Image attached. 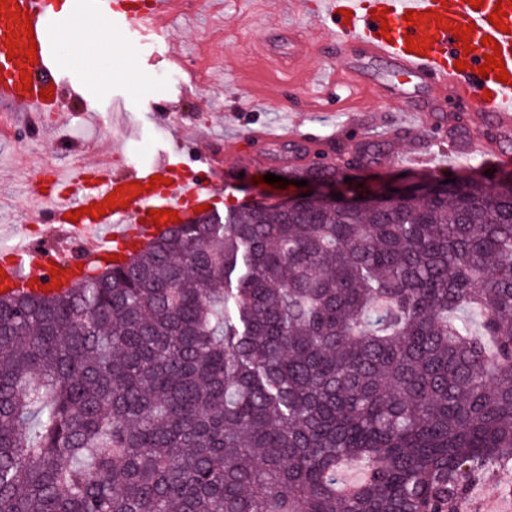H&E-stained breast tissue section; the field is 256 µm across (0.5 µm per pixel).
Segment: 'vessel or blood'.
Returning a JSON list of instances; mask_svg holds the SVG:
<instances>
[{
	"instance_id": "b4317fda",
	"label": "vessel or blood",
	"mask_w": 512,
	"mask_h": 512,
	"mask_svg": "<svg viewBox=\"0 0 512 512\" xmlns=\"http://www.w3.org/2000/svg\"><path fill=\"white\" fill-rule=\"evenodd\" d=\"M72 10L78 15L106 23H119L129 32L142 36L157 33L175 10L177 0H71ZM22 16L32 23L31 31H23L20 23L8 22L0 12V102L28 114L51 111L68 90V82L58 65V43L50 20L58 11V0H18ZM497 0H483L481 7H473L471 0H320L317 11L318 28L312 29L313 42L325 46H341L346 53L356 55L355 63L347 71L356 86L380 88L393 100L398 111L416 115L421 125H431L436 98L463 99L473 94L482 95L478 117L491 124L496 139L483 145L470 141L458 142L454 150L462 156L480 154L484 162L500 165L504 155L500 143L512 140V86L494 76L478 72L485 62L488 48L483 37H491L500 46L501 60L512 75V9L502 17L500 25L489 21ZM385 14L384 21L374 20L372 11ZM426 14V21L407 24V11ZM472 25L469 44H461L453 29ZM14 39L22 52L37 45L34 66H27L21 55L10 58L6 39ZM430 43L431 49L414 54L406 49L407 39ZM265 68L281 74L285 64L298 65L306 57L304 45H296L289 59H282L272 44L262 47ZM465 60V71H457L455 63ZM383 65L393 74L391 83L380 84L369 74V65ZM29 68L31 85L20 79L22 68ZM50 91V98H42V91ZM185 145L175 142L156 162L129 169L126 173L113 172L111 166L88 168L86 163L70 166L66 171H51L52 182L70 187H81L87 176H94L96 184L91 193L73 200L60 201L51 193L42 195L39 216L60 225L61 246H68L71 236L94 241L93 249L83 251L78 263L51 261L49 254L26 244L11 249L8 260L0 262L5 277L0 287L5 290L39 291L58 284L68 287L83 277L85 272L113 256H126L156 234L148 211L173 210L182 222L195 216L196 207L212 202L218 192L217 173L220 162L215 157L202 155L201 163L209 168L207 175L190 177L179 172V161ZM161 176L163 182L151 186L152 176ZM119 201L104 216L91 218L86 208L102 203L109 194ZM79 211L77 222L66 215Z\"/></svg>"
}]
</instances>
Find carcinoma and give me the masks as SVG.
I'll list each match as a JSON object with an SVG mask.
<instances>
[{"label": "carcinoma", "instance_id": "obj_1", "mask_svg": "<svg viewBox=\"0 0 512 512\" xmlns=\"http://www.w3.org/2000/svg\"><path fill=\"white\" fill-rule=\"evenodd\" d=\"M406 176L0 295V512H461L512 467V166Z\"/></svg>", "mask_w": 512, "mask_h": 512}]
</instances>
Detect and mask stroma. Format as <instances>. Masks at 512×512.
<instances>
[{"label": "stroma", "instance_id": "stroma-1", "mask_svg": "<svg viewBox=\"0 0 512 512\" xmlns=\"http://www.w3.org/2000/svg\"><path fill=\"white\" fill-rule=\"evenodd\" d=\"M253 0H181L180 12L160 33L131 37L113 28L117 45L129 50L107 65H93L96 53L88 20L75 21L70 34L85 44L81 59L62 54L61 59L76 91L77 104L49 115L50 138H42L40 123L19 113L0 124V258L25 234L29 211L34 205L32 189L40 175L52 168H65L82 155L111 165L115 172L129 169V151L145 144L142 164H149L170 143H185L184 159L196 165L202 144L239 143L242 153L261 157L255 170L225 171L231 186L211 204L225 213L257 196L255 175H267L289 158L291 148L259 145L248 137L257 126H300L323 145L329 159L359 145L366 125L393 127L399 113L383 99L357 89L332 96L303 88L299 70L287 73V87L269 79L260 64L263 34L252 27ZM184 53L202 87L192 99L183 101L180 85L160 88L156 72L164 70L166 50ZM180 100L172 112L161 106ZM512 493V469L490 472L475 489L463 512H486L491 503Z\"/></svg>", "mask_w": 512, "mask_h": 512}]
</instances>
